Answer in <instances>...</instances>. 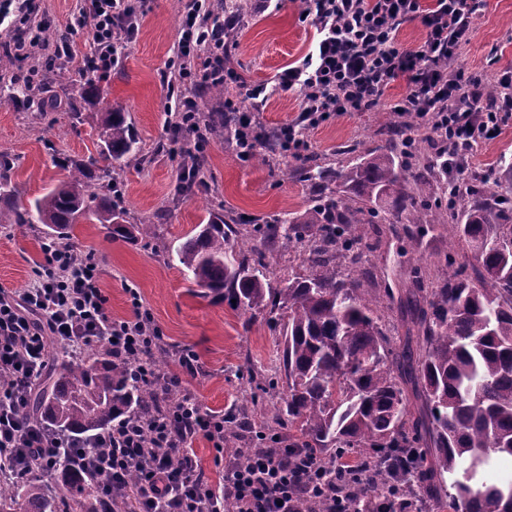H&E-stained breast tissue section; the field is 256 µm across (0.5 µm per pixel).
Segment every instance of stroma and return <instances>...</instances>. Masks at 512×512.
<instances>
[{"label": "stroma", "mask_w": 512, "mask_h": 512, "mask_svg": "<svg viewBox=\"0 0 512 512\" xmlns=\"http://www.w3.org/2000/svg\"><path fill=\"white\" fill-rule=\"evenodd\" d=\"M37 2L43 27L70 33L76 52L70 67L78 69L94 52L89 32L68 30L83 0ZM186 4L187 0H142L138 34L124 47L111 74L101 79L103 95L94 103L64 102L40 120L33 119L24 105L0 103V155L13 159V180L24 198L42 196L67 180L64 160L97 152L103 112H125L143 157L140 167L123 176L127 220L137 224L149 219L157 226V236L146 243L128 244L108 237L101 225L86 220L76 225L70 244L75 253H92L100 259L101 285L113 317L130 315L127 290L136 288L169 350L196 352L203 370L184 388L205 408L222 414L254 396L265 416L278 398L255 396L247 372L253 369L271 376L278 370L279 324L267 314L247 315L227 301L201 295L186 280L171 249L213 213L223 214L228 222L238 216L267 220L302 214L312 205V188L300 174L302 161L283 153L270 155V162L263 164L243 158L233 131L228 130L209 142L200 190L183 199L175 196L180 165L166 146L169 109L178 101L175 90L180 86L171 62ZM250 4L224 40L225 56L248 83L269 84L282 67L313 51L316 31L303 18L302 0H285L279 9L267 6L265 0H250ZM458 63L472 72L491 63L512 68V0H487ZM403 91V82L392 83L385 105L375 111L333 117L307 130L309 156L332 167L345 150L355 149L362 157L382 146L385 127L400 121L388 104ZM232 100L240 110L255 113L262 126L281 128L297 116L302 96L279 91L259 104L237 87ZM511 166L512 123L500 136L476 147L467 169L497 175ZM44 242L42 225L0 227V286L18 292L28 288L43 261Z\"/></svg>", "instance_id": "stroma-1"}]
</instances>
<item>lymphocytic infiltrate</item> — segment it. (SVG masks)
<instances>
[{"instance_id": "1", "label": "lymphocytic infiltrate", "mask_w": 512, "mask_h": 512, "mask_svg": "<svg viewBox=\"0 0 512 512\" xmlns=\"http://www.w3.org/2000/svg\"><path fill=\"white\" fill-rule=\"evenodd\" d=\"M485 0H307L305 17L316 29L312 52L275 77L279 90L300 91L303 104L287 126L314 128L329 115L369 112L384 101L387 88L403 81L393 105L398 115H416L438 138L460 150L466 163L479 143L497 138L512 120V69L493 70L499 93L485 99L479 75L457 64L470 40ZM81 18L94 21V57L110 73L116 47L112 32L127 21L129 37L138 32L133 0H85ZM420 21L422 41L412 48L398 40L401 26ZM202 4L185 15L177 55L180 81L194 78L191 64L205 57L202 80L237 79L224 56V39ZM97 259L75 260L69 248L48 245L31 288L0 287V455L12 452L17 473L53 471L70 457L94 471L100 492L125 512H295L299 498L314 496L326 512H349L348 492L336 483L337 470L365 479L370 465L349 459L328 465L318 454L293 461L288 448H246L224 452V418L204 408L192 394L147 418L124 417L98 443L73 439L22 415L27 394L50 354L77 359L86 345L103 341L115 363L144 385L169 392L198 375L201 365L191 349L178 351V368L160 373L155 364L164 336L137 291H130L131 314L112 318L101 286ZM204 437L212 445L224 477L211 485L189 443Z\"/></svg>"}]
</instances>
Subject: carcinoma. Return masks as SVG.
<instances>
[{
  "label": "carcinoma",
  "mask_w": 512,
  "mask_h": 512,
  "mask_svg": "<svg viewBox=\"0 0 512 512\" xmlns=\"http://www.w3.org/2000/svg\"><path fill=\"white\" fill-rule=\"evenodd\" d=\"M20 64L11 50L0 55V101L20 100L43 118L50 102L40 92L51 84L67 99L100 97L98 80L76 84L55 57L37 66L34 81L9 76ZM196 122L207 138L224 136L233 112H207L206 97L224 95V83H205ZM385 152L336 169L314 164L306 180L316 204L297 217L264 224L224 223L214 215L176 250L188 279L201 292L264 312L282 322L280 375L286 393L262 427L252 430L247 411L224 430V447L257 446L265 432L288 430V447L328 453L334 464L355 450L374 463L372 484L347 480L351 512L384 484L400 487L436 512H512V477L489 483L491 460L512 456V197L494 190L490 177L467 184L458 206L436 196L448 175L452 148L432 131L411 142L396 125ZM99 157L72 161L69 178L28 204L12 182L15 165L0 156V224H41L50 242L66 246L84 220L131 244L150 237L152 225L126 223L121 173L142 158L125 113H104ZM206 144L180 153L189 172L178 196L199 188L196 171ZM339 182V190L332 183ZM409 244L402 252L409 280L395 290L388 276L365 267L380 225ZM436 224L451 227L445 267L429 280L418 256ZM288 254V282L274 288L263 272L266 250ZM398 303L402 342L394 340L381 311ZM425 411L409 409V392ZM164 399L112 363L105 349L88 345L76 362H53L33 388L23 414L57 432L94 442L112 420L157 409ZM53 486L36 471L0 478V512H112V500L96 491L97 479L70 458L62 459Z\"/></svg>",
  "instance_id": "carcinoma-1"
}]
</instances>
